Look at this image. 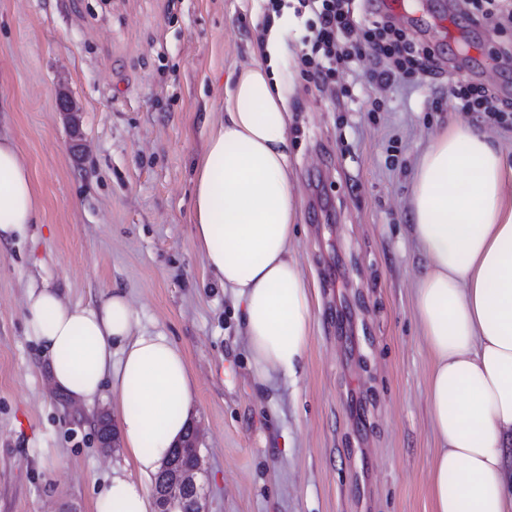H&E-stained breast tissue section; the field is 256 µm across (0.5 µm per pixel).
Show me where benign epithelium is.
Instances as JSON below:
<instances>
[{"label": "benign epithelium", "mask_w": 512, "mask_h": 512, "mask_svg": "<svg viewBox=\"0 0 512 512\" xmlns=\"http://www.w3.org/2000/svg\"><path fill=\"white\" fill-rule=\"evenodd\" d=\"M203 466L198 452L186 465L171 455L167 457L159 471L162 487L155 495L158 512H204V497L197 486Z\"/></svg>", "instance_id": "7a95c632"}]
</instances>
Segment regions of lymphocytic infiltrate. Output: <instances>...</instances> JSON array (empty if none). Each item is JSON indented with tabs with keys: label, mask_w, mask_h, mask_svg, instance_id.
<instances>
[{
	"label": "lymphocytic infiltrate",
	"mask_w": 512,
	"mask_h": 512,
	"mask_svg": "<svg viewBox=\"0 0 512 512\" xmlns=\"http://www.w3.org/2000/svg\"><path fill=\"white\" fill-rule=\"evenodd\" d=\"M314 18L303 38L300 56L305 81L317 89L335 85L337 76L354 60L371 56V83L378 90L408 85L416 70L431 57L428 49L415 47L405 31L390 18L357 27L356 9H367V0H297ZM453 94L466 113L480 112L501 126L512 125V102L498 98L489 87L457 82Z\"/></svg>",
	"instance_id": "obj_1"
}]
</instances>
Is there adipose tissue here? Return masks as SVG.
<instances>
[{
	"instance_id": "ef3b65f1",
	"label": "adipose tissue",
	"mask_w": 512,
	"mask_h": 512,
	"mask_svg": "<svg viewBox=\"0 0 512 512\" xmlns=\"http://www.w3.org/2000/svg\"><path fill=\"white\" fill-rule=\"evenodd\" d=\"M237 74L199 154L194 246L243 305L255 380L297 379L308 357L313 290L291 249L300 208L288 172L291 114L264 57ZM39 197L15 139L0 133V241L24 237ZM407 227L418 251L414 314L433 360L429 416L436 434L432 512H512V161L487 131L444 126L412 178ZM28 333L51 382L71 399L107 398L126 452L95 512H153L147 483L180 443L196 405L183 350L138 327L126 295L71 303L31 285Z\"/></svg>"
}]
</instances>
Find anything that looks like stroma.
<instances>
[{
    "mask_svg": "<svg viewBox=\"0 0 512 512\" xmlns=\"http://www.w3.org/2000/svg\"><path fill=\"white\" fill-rule=\"evenodd\" d=\"M266 0H0V126L40 199L0 245V512H94L122 450L74 419L28 336L30 282L66 300L124 291L141 327L185 352L197 389L206 512H431L432 361L414 316L406 231L415 166L458 118L450 77L512 101V27L464 0H406L434 50L414 92L349 101L310 86L307 16L285 9L274 63L291 93L293 255L318 298L297 380L254 382L238 304L192 244L194 160L225 87L254 59ZM78 110L71 129L60 109Z\"/></svg>",
    "mask_w": 512,
    "mask_h": 512,
    "instance_id": "stroma-1",
    "label": "stroma"
}]
</instances>
